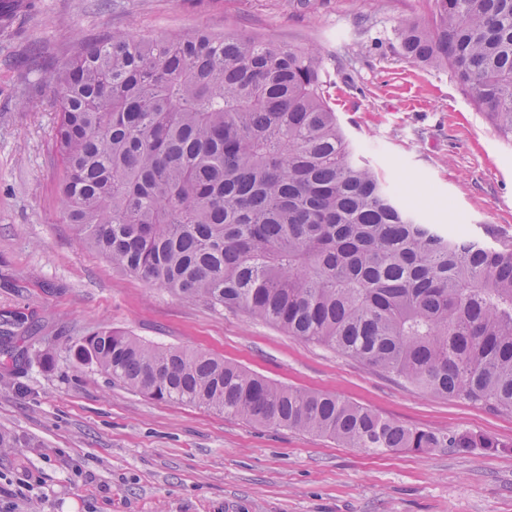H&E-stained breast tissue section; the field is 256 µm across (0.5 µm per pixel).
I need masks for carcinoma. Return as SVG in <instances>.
Returning <instances> with one entry per match:
<instances>
[{
    "instance_id": "carcinoma-1",
    "label": "carcinoma",
    "mask_w": 512,
    "mask_h": 512,
    "mask_svg": "<svg viewBox=\"0 0 512 512\" xmlns=\"http://www.w3.org/2000/svg\"><path fill=\"white\" fill-rule=\"evenodd\" d=\"M398 34L512 139V0H434ZM67 223L112 268L241 311L435 397L512 412V242L448 235L356 158L316 48L112 34L53 77ZM80 362L152 399L374 452L492 448L110 328Z\"/></svg>"
}]
</instances>
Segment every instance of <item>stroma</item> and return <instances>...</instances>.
<instances>
[{
  "label": "stroma",
  "instance_id": "stroma-1",
  "mask_svg": "<svg viewBox=\"0 0 512 512\" xmlns=\"http://www.w3.org/2000/svg\"><path fill=\"white\" fill-rule=\"evenodd\" d=\"M433 0H13L0 18V512H512V413L427 395L242 312L113 269L61 212L53 76L115 29L247 33L322 49L330 102L361 160L427 222L512 237V141L448 72L412 66L396 32ZM107 327L213 353L411 427L489 440L462 453H375L151 399L78 363ZM52 352V363L43 355Z\"/></svg>",
  "mask_w": 512,
  "mask_h": 512
}]
</instances>
